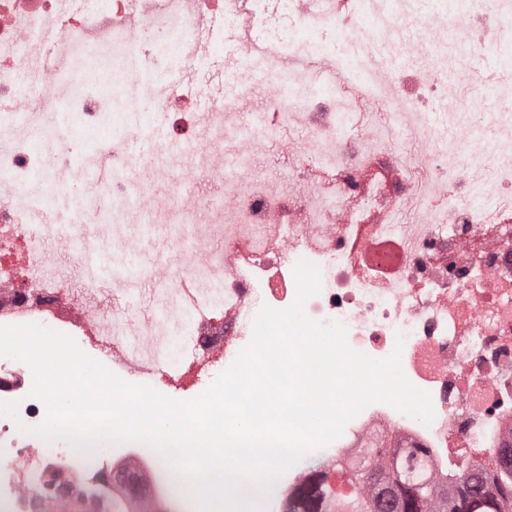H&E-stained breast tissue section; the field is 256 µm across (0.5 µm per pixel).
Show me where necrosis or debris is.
<instances>
[{
    "label": "necrosis or debris",
    "mask_w": 512,
    "mask_h": 512,
    "mask_svg": "<svg viewBox=\"0 0 512 512\" xmlns=\"http://www.w3.org/2000/svg\"><path fill=\"white\" fill-rule=\"evenodd\" d=\"M235 2L0 0V325L49 326L94 358L122 349L115 322L127 335H152L155 321L116 296L111 281L79 285L76 253L60 270L32 224L64 222L57 186L80 199V223L132 224V207L153 210L149 185L179 188L205 171L223 187L224 204L186 196L181 221L207 225L224 244L160 272L170 296L184 279L234 268L223 311L195 322L181 344L178 368L194 395L249 344L262 305L294 302V266L309 260L321 271V291L306 301V315L341 323L349 346L372 358L401 347L406 377L434 408L425 424L382 402L367 405L315 470L344 496L355 486L335 468L340 454L447 484L471 458L493 459L512 446V138L494 136L512 119V68L473 78L437 37L448 25L484 52L511 58L512 0H460L455 10L430 12L413 0L412 9L388 11V28L365 14L322 25L304 14L303 0H288L283 15L270 14L273 0H251L266 43L287 24L297 52L325 28L389 49L395 103L384 115L360 106L341 120L328 105L334 88L300 91L282 62L225 66L215 26ZM105 46L111 81L74 73V48L93 59ZM462 81L475 92L454 103L465 125L435 123L432 103ZM248 89L266 93L260 120L245 117ZM115 109L128 118L123 136L150 122L174 123L176 136L169 156L113 162L111 180L98 182L77 165L84 144L74 131ZM407 111L418 118L412 147L393 136ZM271 134L291 159L284 192L251 175L253 149ZM227 140L235 145L229 157L217 152ZM379 149L387 157L380 178L371 167ZM33 182L37 192L21 196ZM410 205L421 210L420 223L390 221L389 209ZM31 387L25 363L0 357V401L18 404L17 417L0 415V512H63L75 501L98 512L103 502L133 497L145 512H190L166 494L168 466L146 443L111 444L90 458L61 439H32L45 408ZM383 448L392 456H380Z\"/></svg>",
    "instance_id": "necrosis-or-debris-1"
}]
</instances>
